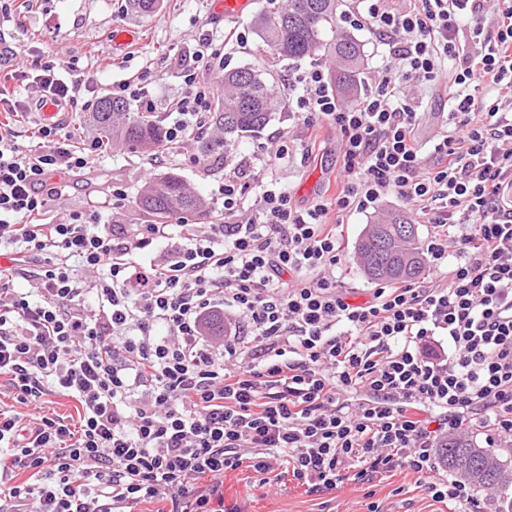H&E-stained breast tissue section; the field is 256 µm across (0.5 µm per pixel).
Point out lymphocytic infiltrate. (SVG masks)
I'll list each match as a JSON object with an SVG mask.
<instances>
[{
	"label": "lymphocytic infiltrate",
	"mask_w": 512,
	"mask_h": 512,
	"mask_svg": "<svg viewBox=\"0 0 512 512\" xmlns=\"http://www.w3.org/2000/svg\"><path fill=\"white\" fill-rule=\"evenodd\" d=\"M486 3L354 0L344 23L374 32L398 66L354 107L326 68L287 78L305 127L339 135L343 186L306 208L260 177L291 157L281 141L230 163L217 223H44L55 175L92 168L98 146L77 147L60 124L20 144V104L0 91V377L29 409L0 410V512H215L225 471L241 467L309 494L406 470L448 512H481L436 456L465 430L512 440V5L491 19ZM216 55L198 39L169 149L208 133L213 93L198 73ZM72 67L61 54L41 64L35 107L78 111L86 84ZM409 83L449 107L451 130L431 144L417 138ZM390 196L434 226L431 277L351 302L337 230ZM174 231L171 260L143 261ZM220 315L228 331L208 335ZM52 394L80 403L78 423L47 414Z\"/></svg>",
	"instance_id": "1"
}]
</instances>
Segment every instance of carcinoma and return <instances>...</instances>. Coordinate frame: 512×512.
<instances>
[{
  "mask_svg": "<svg viewBox=\"0 0 512 512\" xmlns=\"http://www.w3.org/2000/svg\"><path fill=\"white\" fill-rule=\"evenodd\" d=\"M344 0H286L282 8L264 9L254 19L259 39L274 62L311 56L336 60L337 91L361 98L358 76L365 65L363 44L339 26ZM280 74L264 66L237 68L224 74L222 93L215 101L209 136L198 140V163L208 166L224 154L229 143L260 132L273 114L285 109ZM90 122L105 146H122L150 154L167 145L166 130L149 112H133L122 98H99ZM134 204L138 211L166 224L184 214H205L211 203L188 188L181 176L167 172L146 182ZM356 263L373 282L416 281L426 273L424 248L417 225L387 214L365 226L355 247ZM440 465L478 492L495 490L499 506L512 512V442L495 451L480 446L478 435L448 437L438 452Z\"/></svg>",
  "mask_w": 512,
  "mask_h": 512,
  "instance_id": "1",
  "label": "carcinoma"
}]
</instances>
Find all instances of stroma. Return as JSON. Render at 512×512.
Segmentation results:
<instances>
[{
  "instance_id": "35a3bbf8",
  "label": "stroma",
  "mask_w": 512,
  "mask_h": 512,
  "mask_svg": "<svg viewBox=\"0 0 512 512\" xmlns=\"http://www.w3.org/2000/svg\"><path fill=\"white\" fill-rule=\"evenodd\" d=\"M284 3L253 0L250 13L229 20L216 12L215 0H160L150 14L131 12L127 0H0V31L9 44L0 55V83L14 91L17 99H25V86L36 66L60 52L74 62L76 76L85 80L86 99L98 100L120 83L137 84L144 87L155 117L168 126L178 118L174 104L184 92L180 62L191 56L199 35H206L220 50L199 78L219 87L225 71L256 65L262 54L251 26L253 13ZM121 30L134 32L136 41L115 45L113 34ZM238 32L245 35L246 47L237 46L234 35ZM291 136L307 138V158L282 164L269 175L288 188L299 205L307 206L340 175L335 129L324 126L306 136L301 120L287 110L275 113L259 136L232 143L230 151L245 156L259 144L271 145ZM196 157L192 141L177 152L162 155L154 165L147 156L125 148L99 149L92 169L66 176L67 193L51 201L47 217L57 223L71 212L96 210L111 224L147 223V216L137 211L132 199L146 181L170 170L180 174L195 192L216 200L224 182V167H199ZM109 180L124 186L130 204L113 208L101 192L102 183ZM409 210L408 203L390 197L375 210L347 216L340 227L344 260L336 278L343 287L354 290L356 301H364L373 287L355 264L356 240L366 224L387 212L405 214ZM415 481L412 474L398 471L373 484H351L340 492L310 495L291 481L281 486L260 483L255 473L242 467L225 473L219 508L221 512H368L374 502L382 512H440V503L427 497Z\"/></svg>"
}]
</instances>
